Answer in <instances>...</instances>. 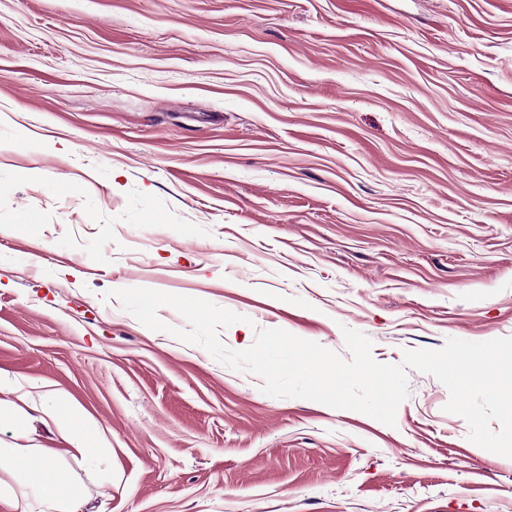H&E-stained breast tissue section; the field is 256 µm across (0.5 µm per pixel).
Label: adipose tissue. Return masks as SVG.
I'll return each mask as SVG.
<instances>
[{
	"mask_svg": "<svg viewBox=\"0 0 512 512\" xmlns=\"http://www.w3.org/2000/svg\"><path fill=\"white\" fill-rule=\"evenodd\" d=\"M42 411L71 442L74 453L88 460L98 457L97 429L67 392H46ZM58 461L55 452L44 448H0V466L10 469L14 477L10 483L0 480V499L14 504L30 497L37 503L47 502L53 512H83L85 499L74 491Z\"/></svg>",
	"mask_w": 512,
	"mask_h": 512,
	"instance_id": "obj_1",
	"label": "adipose tissue"
}]
</instances>
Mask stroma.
Returning <instances> with one entry per match:
<instances>
[{
    "label": "stroma",
    "mask_w": 512,
    "mask_h": 512,
    "mask_svg": "<svg viewBox=\"0 0 512 512\" xmlns=\"http://www.w3.org/2000/svg\"><path fill=\"white\" fill-rule=\"evenodd\" d=\"M134 287L244 315L235 351L512 337V0H0V398L90 512H512L434 377L392 426L273 397ZM42 412L53 421L59 433L72 443L71 451L83 459L98 457L101 450L97 429L67 392L59 389L46 392Z\"/></svg>",
    "instance_id": "obj_1"
}]
</instances>
